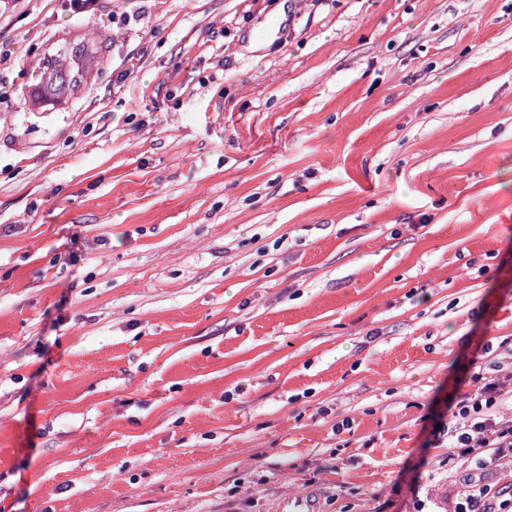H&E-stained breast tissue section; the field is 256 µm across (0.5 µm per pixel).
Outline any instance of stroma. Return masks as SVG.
I'll return each mask as SVG.
<instances>
[{
  "mask_svg": "<svg viewBox=\"0 0 512 512\" xmlns=\"http://www.w3.org/2000/svg\"><path fill=\"white\" fill-rule=\"evenodd\" d=\"M0 89V512H453L433 432L512 373V0H0ZM99 59L93 40L65 42L51 53L38 55L31 66V97L43 106H54L79 89L90 88Z\"/></svg>",
  "mask_w": 512,
  "mask_h": 512,
  "instance_id": "obj_1",
  "label": "stroma"
}]
</instances>
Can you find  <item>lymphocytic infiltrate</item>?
<instances>
[{"label": "lymphocytic infiltrate", "instance_id": "1", "mask_svg": "<svg viewBox=\"0 0 512 512\" xmlns=\"http://www.w3.org/2000/svg\"><path fill=\"white\" fill-rule=\"evenodd\" d=\"M512 401V387L489 376L475 392L451 403V416L435 433L446 439L449 454L471 460L473 468L463 480V492L454 512H512V486L497 487L489 474L512 462V416L502 411Z\"/></svg>", "mask_w": 512, "mask_h": 512}]
</instances>
